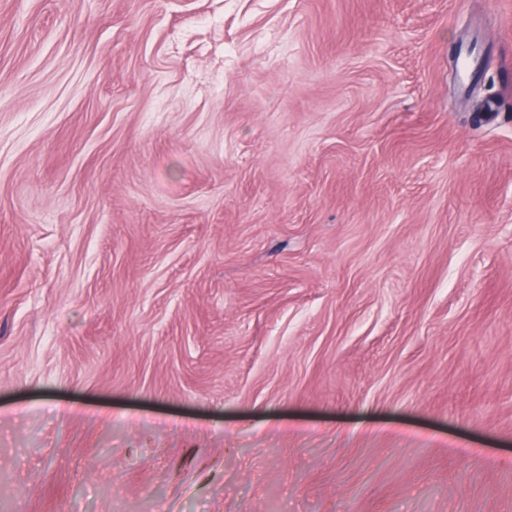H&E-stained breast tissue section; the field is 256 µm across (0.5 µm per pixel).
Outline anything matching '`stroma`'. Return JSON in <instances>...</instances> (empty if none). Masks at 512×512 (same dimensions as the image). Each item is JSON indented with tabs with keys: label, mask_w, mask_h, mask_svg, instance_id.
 <instances>
[{
	"label": "stroma",
	"mask_w": 512,
	"mask_h": 512,
	"mask_svg": "<svg viewBox=\"0 0 512 512\" xmlns=\"http://www.w3.org/2000/svg\"><path fill=\"white\" fill-rule=\"evenodd\" d=\"M0 512H512V0H0Z\"/></svg>",
	"instance_id": "stroma-1"
}]
</instances>
